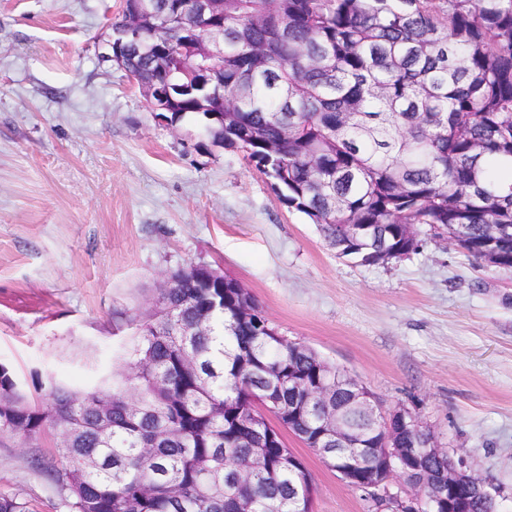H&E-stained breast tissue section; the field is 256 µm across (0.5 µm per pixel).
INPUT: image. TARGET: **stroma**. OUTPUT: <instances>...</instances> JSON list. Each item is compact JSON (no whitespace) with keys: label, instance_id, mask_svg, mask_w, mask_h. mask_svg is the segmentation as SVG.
I'll return each mask as SVG.
<instances>
[{"label":"stroma","instance_id":"1","mask_svg":"<svg viewBox=\"0 0 512 512\" xmlns=\"http://www.w3.org/2000/svg\"><path fill=\"white\" fill-rule=\"evenodd\" d=\"M121 0H0V365L29 394L119 382L162 283L205 264L282 336L417 412L512 512V270L447 241L361 267L336 258L198 115L169 125L98 54ZM313 512H374L292 431ZM49 442L0 437V490L53 512L32 465Z\"/></svg>","mask_w":512,"mask_h":512}]
</instances>
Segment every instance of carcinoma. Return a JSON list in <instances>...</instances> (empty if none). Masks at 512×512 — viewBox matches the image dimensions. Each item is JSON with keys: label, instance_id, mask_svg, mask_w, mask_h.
I'll return each instance as SVG.
<instances>
[{"label": "carcinoma", "instance_id": "carcinoma-1", "mask_svg": "<svg viewBox=\"0 0 512 512\" xmlns=\"http://www.w3.org/2000/svg\"><path fill=\"white\" fill-rule=\"evenodd\" d=\"M167 35L141 27L113 60L138 76L166 65L179 76L196 58L199 30L176 23ZM215 80L180 99L178 122L216 91L224 100V147L248 160L268 157L272 187L289 208L319 225L340 258L360 266L376 255L420 250L408 225L447 232L448 241L485 266L512 269V0H224V62ZM347 224H380L377 242L353 240ZM245 312L232 282L185 278L142 325L125 369V388L101 391L112 431L102 437L84 399L53 380L41 399L16 387L0 366V435L69 438L47 449L45 470L67 512H311L302 481L311 477L278 429L252 447L247 405L271 387L285 409L297 403L288 379H323L318 354L266 335L269 321L251 300ZM206 319L209 330L183 335ZM339 396L355 433L370 448L363 478L377 480L382 436ZM136 392L130 399L126 389ZM52 403L54 411L41 409ZM280 424L319 451L317 423L300 415ZM249 472L239 486L232 468ZM0 512H38L0 491Z\"/></svg>", "mask_w": 512, "mask_h": 512}]
</instances>
